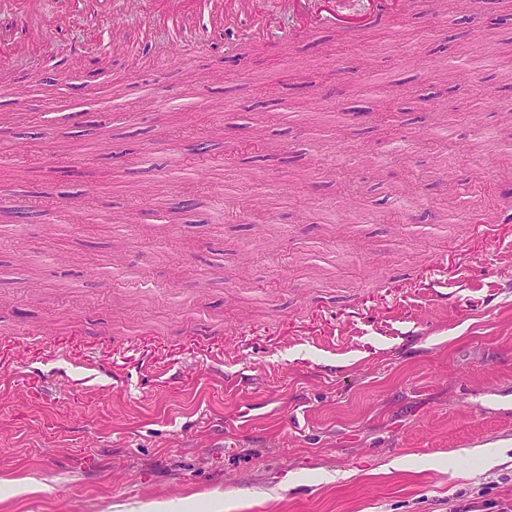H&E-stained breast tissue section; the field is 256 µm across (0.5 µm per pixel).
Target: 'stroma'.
<instances>
[{
  "label": "stroma",
  "instance_id": "obj_1",
  "mask_svg": "<svg viewBox=\"0 0 512 512\" xmlns=\"http://www.w3.org/2000/svg\"><path fill=\"white\" fill-rule=\"evenodd\" d=\"M440 7L356 41L239 55L201 29L180 57L162 38L83 71L63 34L14 62L0 197L31 215L0 237V512L512 501V29L491 23L512 0H472L466 31ZM253 133L276 152L241 149ZM407 181L447 223L417 222ZM496 441L501 464L468 453Z\"/></svg>",
  "mask_w": 512,
  "mask_h": 512
}]
</instances>
